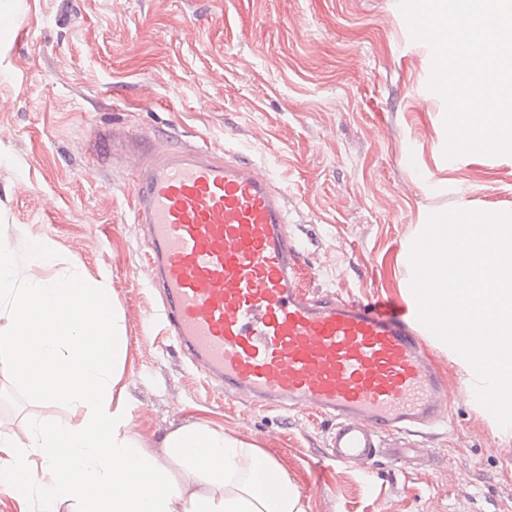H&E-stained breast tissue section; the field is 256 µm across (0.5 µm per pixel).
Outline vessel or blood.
I'll return each instance as SVG.
<instances>
[{
	"label": "vessel or blood",
	"mask_w": 512,
	"mask_h": 512,
	"mask_svg": "<svg viewBox=\"0 0 512 512\" xmlns=\"http://www.w3.org/2000/svg\"><path fill=\"white\" fill-rule=\"evenodd\" d=\"M84 149L132 154L134 221L159 318L225 399L326 417L325 457L339 465L382 451L408 460L384 442L446 423L452 396L415 297L364 303L303 288L288 198L254 161L108 130Z\"/></svg>",
	"instance_id": "obj_1"
}]
</instances>
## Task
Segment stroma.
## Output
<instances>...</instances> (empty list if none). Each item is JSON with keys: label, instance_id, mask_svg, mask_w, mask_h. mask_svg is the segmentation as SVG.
Segmentation results:
<instances>
[{"label": "stroma", "instance_id": "stroma-1", "mask_svg": "<svg viewBox=\"0 0 512 512\" xmlns=\"http://www.w3.org/2000/svg\"><path fill=\"white\" fill-rule=\"evenodd\" d=\"M431 69L398 0H0V247L20 261L43 235L64 264L108 279L128 340L130 427L167 469L163 436L205 424L273 456L307 512H512V427L466 397L437 338L458 399L416 468L381 455L315 473L330 421L214 393L148 319L160 298L131 163L81 149L113 126L248 156L288 195L303 287L403 300L405 249L426 217L464 202L512 209V161L445 158ZM43 419L79 421L0 369V434L25 442Z\"/></svg>", "mask_w": 512, "mask_h": 512}]
</instances>
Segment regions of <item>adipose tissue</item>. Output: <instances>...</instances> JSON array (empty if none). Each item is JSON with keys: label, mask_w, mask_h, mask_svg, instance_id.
Wrapping results in <instances>:
<instances>
[{"label": "adipose tissue", "mask_w": 512, "mask_h": 512, "mask_svg": "<svg viewBox=\"0 0 512 512\" xmlns=\"http://www.w3.org/2000/svg\"><path fill=\"white\" fill-rule=\"evenodd\" d=\"M57 260L49 238H31L25 262L36 274L21 280L14 256L0 250V368L31 399L58 398L81 419L32 422L22 447L0 436V488L34 512H58L65 501L75 512H306L272 456L206 425L164 435L180 477L158 463L130 428L119 387L127 338L108 310L107 285L75 264L41 276Z\"/></svg>", "instance_id": "1"}]
</instances>
